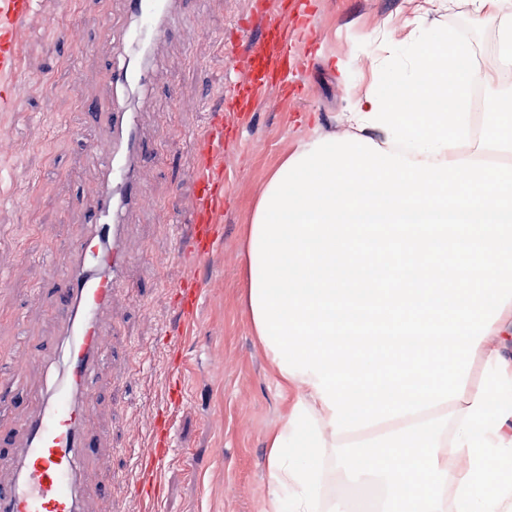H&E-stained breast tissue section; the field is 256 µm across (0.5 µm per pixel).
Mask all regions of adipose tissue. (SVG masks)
<instances>
[{
	"mask_svg": "<svg viewBox=\"0 0 512 512\" xmlns=\"http://www.w3.org/2000/svg\"><path fill=\"white\" fill-rule=\"evenodd\" d=\"M387 79L391 93L345 113L343 136L311 138L271 173L245 228L253 330L294 393L267 439L263 512H346L374 483L379 512H512V165L475 163L512 155V105L487 100L492 133L476 136L479 74L444 36ZM426 101L448 109L418 111ZM344 210L398 225L420 277L337 223ZM411 210L425 223L406 225ZM452 247L474 261L447 266ZM374 263L382 280L355 287ZM327 460L345 475L335 504Z\"/></svg>",
	"mask_w": 512,
	"mask_h": 512,
	"instance_id": "1",
	"label": "adipose tissue"
}]
</instances>
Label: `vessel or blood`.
<instances>
[{
    "instance_id": "b4317fda",
    "label": "vessel or blood",
    "mask_w": 512,
    "mask_h": 512,
    "mask_svg": "<svg viewBox=\"0 0 512 512\" xmlns=\"http://www.w3.org/2000/svg\"><path fill=\"white\" fill-rule=\"evenodd\" d=\"M178 0H124L139 25L129 39L140 61L126 65L117 80L141 88L152 76V47L175 24ZM35 0H0V111H15L19 101L14 84L21 81L17 39L19 28ZM295 19L276 15L268 23L266 42H254L246 57L248 78L232 97L223 99L198 135L193 170L195 219L188 235L189 257L205 258L214 244L217 218L224 210L225 136L236 127L240 112L258 106L269 80L287 82L290 29H305L309 0H292ZM107 136L94 143L92 153L102 171L101 188L89 203L93 221L70 248L65 272L56 292L61 309L56 353L58 373L35 408L13 434L0 435V448L13 463L0 469V512H83L81 461L91 443L85 423L94 405L95 378L112 357V296L124 287V267L139 245L126 232L125 217L150 204L138 179L142 140L134 112L109 115ZM203 290L196 278L182 280L174 290L181 330H191ZM147 428L154 446L139 456V465L152 473L164 467L168 448L167 422L152 415Z\"/></svg>"
}]
</instances>
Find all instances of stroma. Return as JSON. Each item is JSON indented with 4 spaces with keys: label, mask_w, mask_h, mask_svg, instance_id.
<instances>
[{
    "label": "stroma",
    "mask_w": 512,
    "mask_h": 512,
    "mask_svg": "<svg viewBox=\"0 0 512 512\" xmlns=\"http://www.w3.org/2000/svg\"><path fill=\"white\" fill-rule=\"evenodd\" d=\"M253 2L185 0L181 23L155 47L157 74L142 92L110 83L127 26L124 0H37L19 30L20 107L0 112V128L12 133L10 151L0 155V278L7 281L0 287V387L7 392L1 430L34 408L55 371L42 354L57 335L47 308L55 281L43 258L61 253L92 219L86 203L100 174L89 149L106 129L102 100L113 97L140 113L145 135L139 176L153 204L127 217L142 252L127 265L130 289L112 298V361L99 375L88 424L107 453L82 462L84 512H144L127 489L146 478L136 460L151 446L142 422L156 409L167 417L173 449L159 475L156 512H262L269 492L266 440L290 399L275 384L242 300L244 229L264 184L313 134L344 132L341 116L372 91L374 71L406 61L411 47L455 32L458 23L469 31L462 47L485 75V92L503 85L497 23L478 19L471 0H434L422 17L414 0H312L315 32L299 45L290 76L304 92L290 98L269 84L230 138L218 240L195 266L178 251L194 219V134L206 116L180 111L178 102L212 103L218 77L230 87L245 79L248 42L239 22L250 20L256 37L265 30ZM197 17L208 27L186 40L183 29ZM73 23L83 37L77 47L58 38L59 28ZM107 24L114 36L105 41L100 33ZM223 42L232 55L221 52ZM340 62L348 77L338 72ZM191 275L206 295L193 330L180 337L169 289ZM27 350L33 357L16 375L13 356ZM173 362L183 386L176 403L165 393Z\"/></svg>",
    "instance_id": "obj_1"
}]
</instances>
